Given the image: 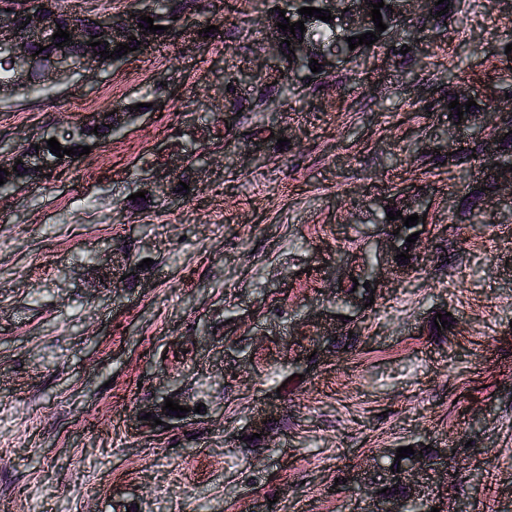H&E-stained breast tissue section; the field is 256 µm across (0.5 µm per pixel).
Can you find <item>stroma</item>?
Here are the masks:
<instances>
[{
	"label": "stroma",
	"instance_id": "stroma-1",
	"mask_svg": "<svg viewBox=\"0 0 512 512\" xmlns=\"http://www.w3.org/2000/svg\"><path fill=\"white\" fill-rule=\"evenodd\" d=\"M430 11L397 30L413 61L374 47L290 95L262 0H215L222 40L0 98L18 147L69 129L78 101L143 106L0 210V512H366L371 487L346 477L414 444L451 449L452 506L512 512V197L465 208L494 160L488 133L452 126L446 89L512 110V5L460 0L438 28ZM462 148L475 158L449 164ZM410 197L427 216L392 279L383 207ZM366 276L381 294L353 309ZM168 392L200 414L143 419Z\"/></svg>",
	"mask_w": 512,
	"mask_h": 512
}]
</instances>
